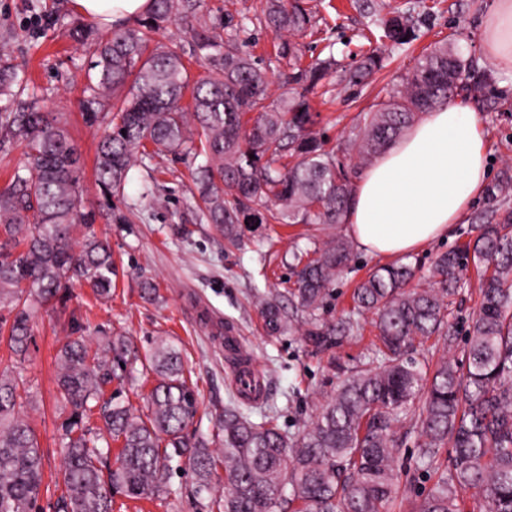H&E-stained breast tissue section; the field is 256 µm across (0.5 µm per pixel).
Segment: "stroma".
<instances>
[{
	"label": "stroma",
	"mask_w": 512,
	"mask_h": 512,
	"mask_svg": "<svg viewBox=\"0 0 512 512\" xmlns=\"http://www.w3.org/2000/svg\"><path fill=\"white\" fill-rule=\"evenodd\" d=\"M375 13L360 11L351 0H306L312 11L311 27L297 42L304 62L335 58L336 68L310 95L319 119L313 131L325 147L349 161V145L373 104L383 100L412 69L416 57L435 42L453 38L464 56L473 60L480 80L461 90L456 100L476 112L488 143L490 184L512 179V73L496 71L480 52L479 21L493 0H374ZM264 0H207V18L230 13L247 22L235 40L250 51L282 93L288 72L274 58L279 38L261 23ZM410 11L414 37L410 44L394 47L375 42L379 24L395 10ZM85 20L71 0H0V48L19 74L29 78L23 92L7 108L22 111L30 97H38L42 111L66 121L81 153L82 208L97 213V235L108 238L117 267L116 286L108 300H96L91 289L74 285L65 303L35 311V344L24 364L28 389L19 410L28 416L43 453L46 484L62 481L63 455L60 420L55 411L57 366L55 355L67 337L99 336L101 331L123 332L138 351L165 339L182 353L185 374L199 394L193 427L208 438L217 434V419L233 395L235 368L224 354L219 337L225 329L239 336L247 355L263 375L265 397L281 410L278 423L288 431L310 422L349 371L372 358L370 343L376 331L372 315L362 318L361 335L326 351L317 350L303 336L302 318L292 305L284 313L292 331L273 335L265 326L260 301L287 293L294 281L290 267L292 249L346 234L341 224H259L244 227L237 245L225 244L214 225L201 221L190 188L197 162L189 155L165 154L150 169L133 168L120 208L124 224L103 219L105 200L94 176L97 142L104 119L89 121L83 89L94 46L72 38ZM378 52L382 70L358 82L349 75L363 56ZM512 211V195L483 194L476 198L450 239L433 243L408 257L416 268L411 285L428 287L433 257L461 247L476 236L480 217L495 218ZM379 258L354 250L347 268L336 278L329 318H340L350 295ZM155 282L162 298L144 299L143 280ZM420 418L411 409L395 427L399 452L394 465L400 481L399 496L390 512H417L423 497L438 479L439 469L418 465ZM206 496L196 495L190 471H171L166 486L150 500L117 494L112 512H208Z\"/></svg>",
	"instance_id": "obj_1"
}]
</instances>
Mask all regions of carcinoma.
Instances as JSON below:
<instances>
[{
    "label": "carcinoma",
    "instance_id": "1",
    "mask_svg": "<svg viewBox=\"0 0 512 512\" xmlns=\"http://www.w3.org/2000/svg\"><path fill=\"white\" fill-rule=\"evenodd\" d=\"M205 0H152L130 28L97 39L85 91L86 109H110L95 157V181L107 201L123 195L131 169L163 153L204 157L193 173L199 217L224 239L242 224H343L353 185L336 152L313 134L318 114L307 94L334 66L332 58L301 66L288 39L311 25L302 0H266L264 26L281 37L275 57L288 61L289 90L270 101L268 73L221 32L244 26L225 14L203 21ZM178 20L190 42L162 43L165 25ZM396 44L412 40L410 18L384 22ZM198 61L193 77L186 61ZM373 52L350 75L356 82L382 67ZM471 62L445 41L421 53L388 98L375 104L354 143L366 163L387 150L419 116L452 101L466 86ZM23 78L0 48V97L16 94ZM0 139L24 146V162L0 190V303L12 306L0 334L18 361L32 342L36 308L61 301L74 284L102 299L116 275L108 239L96 216L80 208V152L66 126L32 100L22 112L0 113ZM82 231V240L74 239ZM461 250L431 266L432 284L411 288L413 267L385 264L354 289L353 307L336 321L321 317L331 285L352 258V245L334 238L294 249L289 301L305 315L304 335L332 347L374 316L379 344L372 361L344 378L301 430L277 424V408L255 398L224 407L221 452L203 436L185 433L198 410V393L185 377L180 353L158 340L141 357L123 335L69 339L57 354V409L63 415L65 492L58 512H112L117 493L151 499L163 490L173 462L189 466L195 493L210 496V512H388L400 485L393 466L394 424L414 402L420 409L419 463L438 464L452 448V470L441 475L418 512H464V495L481 497L485 512H512V211ZM482 281L479 307L466 330V358L443 359L434 369L409 355L436 337L452 341L451 306L470 268ZM273 334L291 330L280 297L263 300ZM153 377L144 408H133L112 383ZM20 382L0 371V512H37L43 486L36 434L18 411ZM104 421L101 433L91 423ZM120 450L103 475V449ZM224 467V486L213 482Z\"/></svg>",
    "mask_w": 512,
    "mask_h": 512
}]
</instances>
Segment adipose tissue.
Returning <instances> with one entry per match:
<instances>
[{
	"mask_svg": "<svg viewBox=\"0 0 512 512\" xmlns=\"http://www.w3.org/2000/svg\"><path fill=\"white\" fill-rule=\"evenodd\" d=\"M87 21L113 28L149 12L151 0H73ZM481 52L512 71V0L481 21ZM488 145L466 106L426 113L355 183L346 231L364 253L401 258L447 240L489 179Z\"/></svg>",
	"mask_w": 512,
	"mask_h": 512,
	"instance_id": "ef3b65f1",
	"label": "adipose tissue"
}]
</instances>
